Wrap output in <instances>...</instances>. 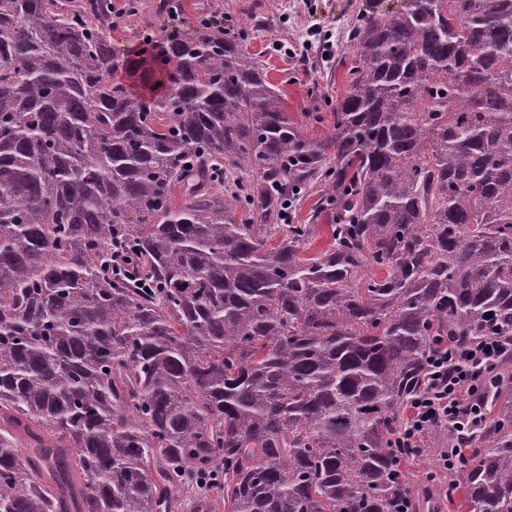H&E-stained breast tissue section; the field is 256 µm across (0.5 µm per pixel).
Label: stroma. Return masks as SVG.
Segmentation results:
<instances>
[{"instance_id": "obj_1", "label": "stroma", "mask_w": 512, "mask_h": 512, "mask_svg": "<svg viewBox=\"0 0 512 512\" xmlns=\"http://www.w3.org/2000/svg\"><path fill=\"white\" fill-rule=\"evenodd\" d=\"M160 0H139L135 12L112 31L115 45L137 49L145 30L159 35L174 30ZM405 0H183V26H199L213 12L224 15L228 31L250 33L247 52L262 60L266 77L278 88L289 115L308 137L327 138L333 128L336 101L351 77L349 30L358 15L402 10ZM330 38L333 46L321 55L316 45ZM432 464L411 469L408 493L419 512H435L448 486L447 475L432 476Z\"/></svg>"}]
</instances>
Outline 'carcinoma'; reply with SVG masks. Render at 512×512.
<instances>
[{
	"label": "carcinoma",
	"mask_w": 512,
	"mask_h": 512,
	"mask_svg": "<svg viewBox=\"0 0 512 512\" xmlns=\"http://www.w3.org/2000/svg\"><path fill=\"white\" fill-rule=\"evenodd\" d=\"M248 38L0 0V512H397L453 450L449 512H512V0L356 20L324 140ZM486 338V420L406 447Z\"/></svg>",
	"instance_id": "obj_1"
}]
</instances>
